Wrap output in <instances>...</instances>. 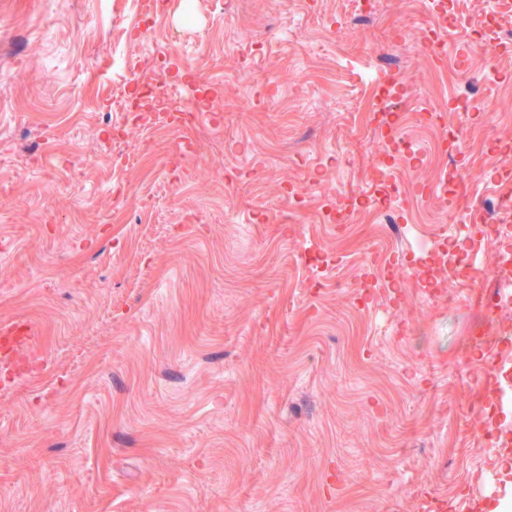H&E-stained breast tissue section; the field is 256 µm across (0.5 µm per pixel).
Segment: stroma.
I'll use <instances>...</instances> for the list:
<instances>
[{"mask_svg":"<svg viewBox=\"0 0 512 512\" xmlns=\"http://www.w3.org/2000/svg\"><path fill=\"white\" fill-rule=\"evenodd\" d=\"M459 8L451 29L421 0L369 25L349 0H0V323L35 330L0 387V512H472L503 454L499 245L470 225L485 262L435 293L420 244L512 188V47L473 51L490 5ZM380 51L412 59L387 125L361 79ZM459 59L497 68L496 112L455 111ZM144 84L201 110L131 124ZM442 126L457 186L434 160L388 182L406 162L380 145ZM393 189L400 238L371 205ZM340 192L364 203L332 224Z\"/></svg>","mask_w":512,"mask_h":512,"instance_id":"stroma-1","label":"stroma"}]
</instances>
